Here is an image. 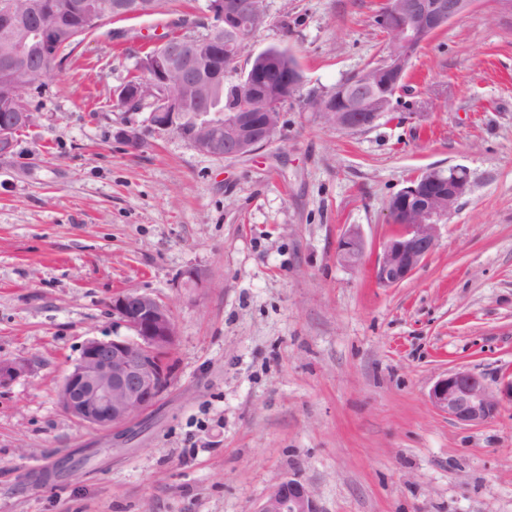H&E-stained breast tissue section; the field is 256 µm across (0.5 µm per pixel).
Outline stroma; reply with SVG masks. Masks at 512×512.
<instances>
[{
	"label": "stroma",
	"mask_w": 512,
	"mask_h": 512,
	"mask_svg": "<svg viewBox=\"0 0 512 512\" xmlns=\"http://www.w3.org/2000/svg\"><path fill=\"white\" fill-rule=\"evenodd\" d=\"M384 3L266 0L248 50L288 48L305 94L333 90L386 55ZM205 5L66 50L0 157V358L27 366L0 389V512H258L288 479L319 512H512V406L466 426L429 401L448 370L512 373V12L476 0L422 43L371 126L337 130L299 98L272 145L225 160L114 102L144 45L181 18L194 34ZM455 166L471 188L433 254L379 287L389 200ZM349 226L355 268L336 260ZM128 290L178 336L168 389L118 444L56 391L87 339L128 335L109 307ZM365 243L360 231L351 226L343 231L336 245V257L347 267L357 266L364 254Z\"/></svg>",
	"instance_id": "35a3bbf8"
}]
</instances>
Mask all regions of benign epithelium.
Here are the masks:
<instances>
[{
  "label": "benign epithelium",
  "mask_w": 512,
  "mask_h": 512,
  "mask_svg": "<svg viewBox=\"0 0 512 512\" xmlns=\"http://www.w3.org/2000/svg\"><path fill=\"white\" fill-rule=\"evenodd\" d=\"M266 0H208L213 22L196 36L166 39V51L149 59L148 84L123 85L118 91L120 106L149 107L148 122L157 129L177 127V114L185 102L172 98L175 82L192 93V100L210 84L199 71L200 56L224 59V81L245 84L251 104L235 112H224V124L210 120L211 113H197L196 126L186 137L197 152L235 159L270 146L275 139L280 114L272 103L265 72L239 69L238 62L251 31L269 21ZM474 0H387L378 24L386 33L389 51L375 65L352 80L349 95L358 105L344 106L342 98L329 92L322 96L317 113L338 130L354 131L371 125L391 110L402 89L412 51L428 37L467 12ZM157 9L155 0H115L112 19H133ZM32 124L31 113L20 110L0 122V156L13 152V129ZM471 188L469 173L462 167L448 171L427 170L411 179L393 196L387 207L393 234L383 243L374 265L375 282L383 288L407 280L437 246L439 227L448 219L459 200ZM365 243L360 231L351 226L336 245V257L347 267L357 266ZM112 315L132 332L109 340L90 338L72 370L57 392L60 409L80 422L112 430L125 439L131 425L153 406L170 384L168 357L178 336L177 325L168 309L149 293L131 290L112 298ZM26 372L19 360L0 359V388ZM432 405L461 424L479 426L494 419L504 402L512 403V378L494 389L485 380L463 368L439 378L429 395ZM257 512H317L308 487L288 479L277 484Z\"/></svg>",
  "instance_id": "1"
}]
</instances>
